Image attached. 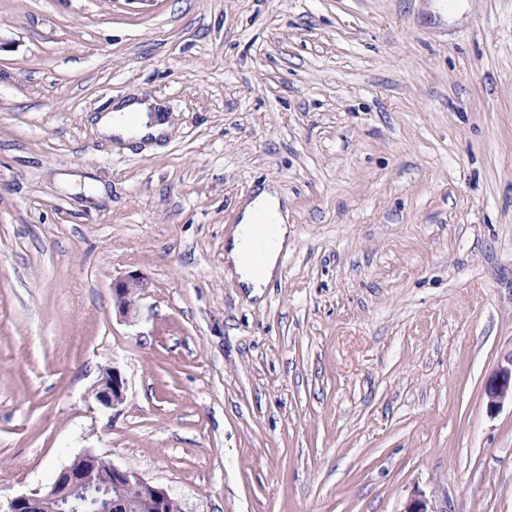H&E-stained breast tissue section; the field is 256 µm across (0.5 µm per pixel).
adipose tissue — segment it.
<instances>
[{
  "mask_svg": "<svg viewBox=\"0 0 512 512\" xmlns=\"http://www.w3.org/2000/svg\"><path fill=\"white\" fill-rule=\"evenodd\" d=\"M151 107V102L146 100H120L99 117L97 125L102 133L125 141L157 140L167 135L170 126L166 121L150 117ZM260 215L267 216L272 223V240L261 265L254 266L247 262L246 255L250 249V228ZM290 235L288 211L279 193L266 185L256 188L242 204L240 221L224 250L225 262L232 266L240 287L249 289L251 296H262L278 275L279 260L288 250Z\"/></svg>",
  "mask_w": 512,
  "mask_h": 512,
  "instance_id": "obj_1",
  "label": "adipose tissue"
}]
</instances>
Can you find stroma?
Returning <instances> with one entry per match:
<instances>
[{"instance_id":"35a3bbf8","label":"stroma","mask_w":512,"mask_h":512,"mask_svg":"<svg viewBox=\"0 0 512 512\" xmlns=\"http://www.w3.org/2000/svg\"><path fill=\"white\" fill-rule=\"evenodd\" d=\"M139 96L164 139L99 131ZM511 355L512 0H0L1 506L89 450L185 512H512ZM280 194L269 186L262 185L253 191L252 196L246 200L241 209V218L232 236L227 240L224 250V260L234 269L240 288L250 289L249 297H262L264 288L279 274V260L288 251V239L291 230L288 226V208H283ZM265 215L272 221V240L270 242L269 225L259 218ZM252 225V227H251ZM250 228H252V250L250 260L259 263L253 266L246 260L250 249ZM148 288V282L141 276L132 274L112 282V297L116 308L123 316L130 315L136 302ZM125 393V380L120 372L111 367L104 373L96 393L97 400L104 406H112L123 401Z\"/></svg>"}]
</instances>
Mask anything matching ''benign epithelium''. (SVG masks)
Segmentation results:
<instances>
[{
  "label": "benign epithelium",
  "instance_id": "1",
  "mask_svg": "<svg viewBox=\"0 0 512 512\" xmlns=\"http://www.w3.org/2000/svg\"><path fill=\"white\" fill-rule=\"evenodd\" d=\"M148 288V282L132 274L112 282V297L118 312L130 315L136 302ZM125 380L111 367L103 375L96 393L97 400L112 406L123 401ZM512 396V355L500 370V383L493 392L497 404ZM96 454L86 451L76 457L57 476L49 489L21 494L10 500L6 512H183L181 501L168 489L156 485L130 468L111 465L103 472L94 469ZM134 487L139 491L135 504L123 491Z\"/></svg>",
  "mask_w": 512,
  "mask_h": 512
}]
</instances>
